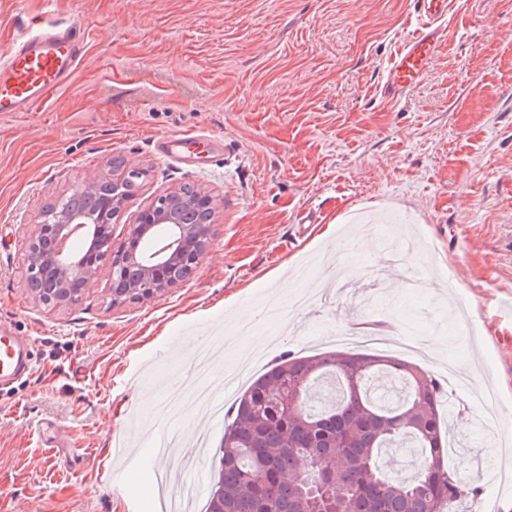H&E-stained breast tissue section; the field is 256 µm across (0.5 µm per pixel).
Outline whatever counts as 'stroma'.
I'll return each mask as SVG.
<instances>
[{"instance_id":"stroma-1","label":"stroma","mask_w":512,"mask_h":512,"mask_svg":"<svg viewBox=\"0 0 512 512\" xmlns=\"http://www.w3.org/2000/svg\"><path fill=\"white\" fill-rule=\"evenodd\" d=\"M88 41L72 85L43 111L0 115V317L33 343L30 377L0 389V512H157L127 482L129 449L160 429L217 448L227 418L151 413L145 383L179 381L193 343L251 312L265 355L335 350L371 321L430 343L488 381L512 428V0H449L448 38L396 104L380 83L414 29L415 0H72ZM224 137V163L162 158L158 136ZM117 158L147 169L113 229L190 184L221 200L208 254L150 301L109 303L107 270L51 311L31 295L25 241L42 207ZM311 231L295 240V227ZM316 299L290 308L297 265ZM111 421L104 433L103 421ZM448 465L512 512L502 431L451 416Z\"/></svg>"}]
</instances>
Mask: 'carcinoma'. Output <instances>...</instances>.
<instances>
[{
  "instance_id": "cac0c4a2",
  "label": "carcinoma",
  "mask_w": 512,
  "mask_h": 512,
  "mask_svg": "<svg viewBox=\"0 0 512 512\" xmlns=\"http://www.w3.org/2000/svg\"><path fill=\"white\" fill-rule=\"evenodd\" d=\"M446 388L387 355L290 353L234 403L206 512H466L473 474L448 470L439 411ZM419 449L409 478L387 451Z\"/></svg>"
}]
</instances>
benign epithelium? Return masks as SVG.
Instances as JSON below:
<instances>
[{
	"label": "benign epithelium",
	"mask_w": 512,
	"mask_h": 512,
	"mask_svg": "<svg viewBox=\"0 0 512 512\" xmlns=\"http://www.w3.org/2000/svg\"><path fill=\"white\" fill-rule=\"evenodd\" d=\"M128 169L111 165L107 174L57 195L43 206L27 237L28 284L45 288L50 297L35 299L50 310L75 304L91 287L99 270L111 280L122 276L128 292L112 297V305L164 294L180 280V268L192 274L211 244L212 225L178 224L176 209L216 214L218 199L207 191L173 199L174 189L157 197L130 225L127 242L112 249V221L127 200L122 191Z\"/></svg>",
	"instance_id": "1"
}]
</instances>
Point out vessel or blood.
I'll return each mask as SVG.
<instances>
[{
	"label": "vessel or blood",
	"mask_w": 512,
	"mask_h": 512,
	"mask_svg": "<svg viewBox=\"0 0 512 512\" xmlns=\"http://www.w3.org/2000/svg\"><path fill=\"white\" fill-rule=\"evenodd\" d=\"M416 27L393 54L383 79L385 99H400L433 65L447 41L448 0H416ZM17 36L0 55V114L39 111L70 86L85 51L86 28L69 19L19 12ZM197 137L178 133L157 139L159 154L192 160ZM31 368V348L11 325L0 323V385L14 383Z\"/></svg>",
	"instance_id": "vessel-or-blood-1"
}]
</instances>
